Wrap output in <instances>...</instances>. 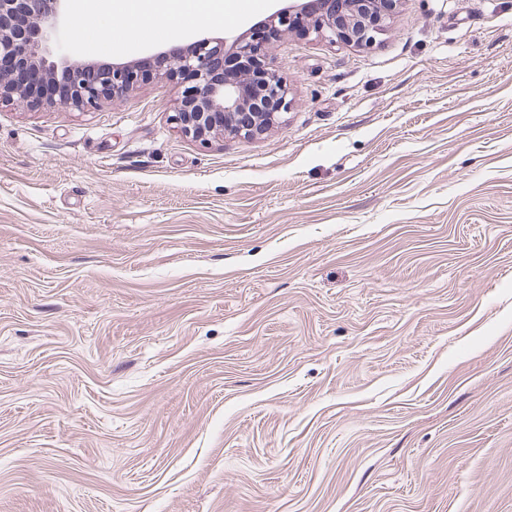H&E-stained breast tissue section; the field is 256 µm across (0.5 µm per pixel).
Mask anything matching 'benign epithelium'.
Returning <instances> with one entry per match:
<instances>
[{
	"label": "benign epithelium",
	"instance_id": "7a95c632",
	"mask_svg": "<svg viewBox=\"0 0 512 512\" xmlns=\"http://www.w3.org/2000/svg\"><path fill=\"white\" fill-rule=\"evenodd\" d=\"M68 0H0V101L39 107L37 93L13 70L32 67L66 84L51 105L77 111L125 96L145 75L133 62H93L57 57L52 42L65 18ZM396 0H290L266 24L238 35L231 45L202 37L186 55H176L171 71L189 70L195 84L184 90L173 121L181 133L206 143L226 134L247 139L264 135L288 110V89L267 63L269 25L279 33L316 34L330 43L369 46L389 19Z\"/></svg>",
	"mask_w": 512,
	"mask_h": 512
}]
</instances>
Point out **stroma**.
Segmentation results:
<instances>
[{
  "instance_id": "stroma-1",
  "label": "stroma",
  "mask_w": 512,
  "mask_h": 512,
  "mask_svg": "<svg viewBox=\"0 0 512 512\" xmlns=\"http://www.w3.org/2000/svg\"><path fill=\"white\" fill-rule=\"evenodd\" d=\"M281 6L56 43L133 61ZM268 61L256 140L186 138L158 72L0 105V512H512V0Z\"/></svg>"
}]
</instances>
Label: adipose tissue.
Here are the masks:
<instances>
[{"mask_svg":"<svg viewBox=\"0 0 512 512\" xmlns=\"http://www.w3.org/2000/svg\"><path fill=\"white\" fill-rule=\"evenodd\" d=\"M110 15L121 21L127 32L161 24L182 29L185 22L209 23L227 18L224 0H107Z\"/></svg>","mask_w":512,"mask_h":512,"instance_id":"1","label":"adipose tissue"}]
</instances>
